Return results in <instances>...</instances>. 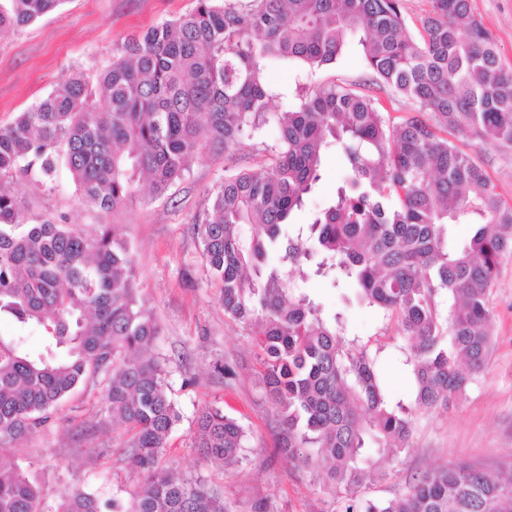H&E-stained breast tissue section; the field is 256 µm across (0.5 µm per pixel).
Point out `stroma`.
Masks as SVG:
<instances>
[{
	"label": "stroma",
	"mask_w": 512,
	"mask_h": 512,
	"mask_svg": "<svg viewBox=\"0 0 512 512\" xmlns=\"http://www.w3.org/2000/svg\"><path fill=\"white\" fill-rule=\"evenodd\" d=\"M193 6L194 0H62L30 24L1 31L0 125L48 95L63 75L75 69L99 73L128 39ZM471 7L492 34L502 62L512 66V0H471ZM266 77L284 92L272 103L279 112L292 109L314 86L333 82L375 95L392 116L414 109L405 98L372 85L354 38L336 61L315 72L299 62H278L269 65ZM276 135L269 127L243 140L229 161L267 172L271 159L266 147ZM449 139L476 154L502 200L512 205V150L455 133ZM229 161L200 151L184 178L164 195L155 196L142 185L133 204L111 211L86 204L63 165L50 183L31 174L15 180L12 189L31 222L62 215L87 232L100 224L122 225L137 265L139 293L162 326L154 352L166 363V391L181 414L163 454L166 466L183 478L206 479L223 493L233 512H253L261 498L274 512H340L341 501L323 488L318 470L279 451L282 428L260 382L258 351L243 325L225 315L218 288L204 275L194 224L207 207L208 194L223 182ZM342 176L341 155L328 154L296 223H311L334 201ZM314 270L310 260L294 275L325 313L344 312L349 334L359 344L382 348L380 375L388 399L413 402L414 381L396 348L395 322L345 302L341 291ZM490 304L494 348L486 373L449 409L419 410L409 450L373 471L360 491L362 497H395L413 475L451 461H466L492 476L512 469V257L501 263ZM224 365L233 368V378L221 374ZM207 405L223 408L244 427L246 448L237 465L204 461L195 448L196 417ZM102 407L101 387L85 384L56 408L48 427L15 442L13 450L0 455V462L26 471L51 507L78 490L130 502L138 479L124 461L129 436L106 424Z\"/></svg>",
	"instance_id": "35a3bbf8"
}]
</instances>
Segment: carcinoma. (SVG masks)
<instances>
[{
  "label": "carcinoma",
  "mask_w": 512,
  "mask_h": 512,
  "mask_svg": "<svg viewBox=\"0 0 512 512\" xmlns=\"http://www.w3.org/2000/svg\"><path fill=\"white\" fill-rule=\"evenodd\" d=\"M0 30L28 24L63 0H6ZM195 8L128 40L97 77L80 71L0 126V453L51 421L81 384L102 386L112 426L131 434L125 462L139 484L129 508L77 491L47 510L18 467L0 466V512H230L201 479L161 465L180 420L164 366L151 353L160 327L136 288L122 228L92 234L53 219L29 223L12 192L18 173L49 178L64 158L86 203H133L142 180L162 194L192 157L235 146L272 123L270 172L225 169L195 223L210 283L224 313L255 336L266 394L279 409L280 447L317 465L343 512H512V476L492 478L464 462L426 470L384 501L357 489L377 461L409 448L417 410L449 408L484 373L492 348L488 303L502 259L512 256V206L478 158L436 127L512 148V68L473 15L470 0H430L421 40L402 0H195ZM360 35L376 83L413 102L400 121L378 100L324 84L288 112L270 105L266 60L332 63ZM344 180L333 204L294 224L331 150ZM478 228L460 247L452 226ZM317 272L355 300L396 320L416 397L392 406L379 353L344 339L343 313L329 316L291 278ZM38 328L31 350L22 333ZM202 458L229 467L245 431L218 407L197 416Z\"/></svg>",
  "instance_id": "cac0c4a2"
}]
</instances>
